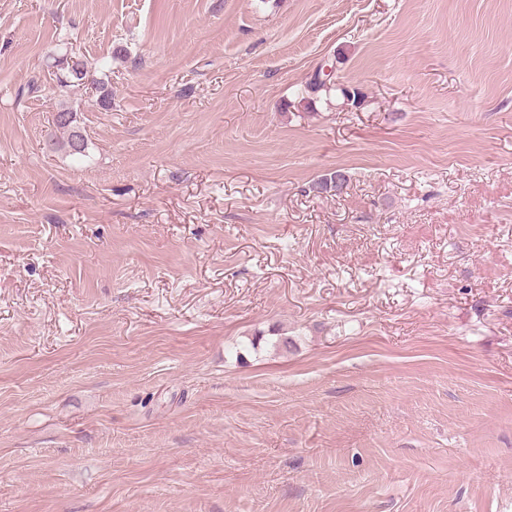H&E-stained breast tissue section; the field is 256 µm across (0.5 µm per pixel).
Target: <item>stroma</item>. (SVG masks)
I'll return each mask as SVG.
<instances>
[{"label": "stroma", "instance_id": "stroma-1", "mask_svg": "<svg viewBox=\"0 0 512 512\" xmlns=\"http://www.w3.org/2000/svg\"><path fill=\"white\" fill-rule=\"evenodd\" d=\"M0 512H512V0H0ZM331 86L327 87L324 83H306L304 87L298 92V97H300V101L305 104L312 103L314 99L322 96H330L332 91L335 92L336 97H341L346 104H351L352 106H356L360 104L363 100V93L361 89L352 84H345L340 81L330 82ZM311 100V101H310ZM348 100V102L346 101ZM77 123L76 110L74 111L67 106H61L57 110L56 126L58 129L63 130L64 136L62 140L58 139L52 142L54 149L62 150L68 153L69 156H84L87 140L81 133Z\"/></svg>", "mask_w": 512, "mask_h": 512}]
</instances>
